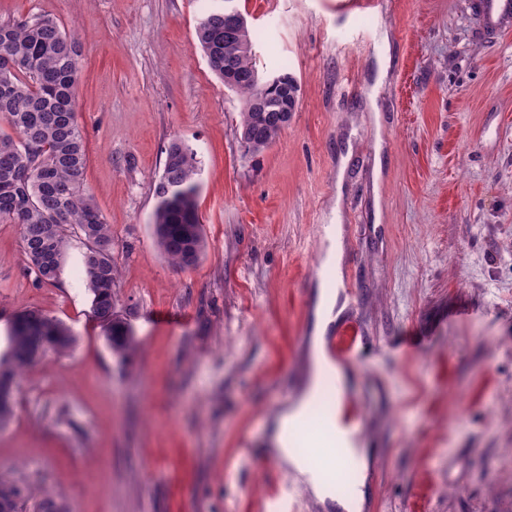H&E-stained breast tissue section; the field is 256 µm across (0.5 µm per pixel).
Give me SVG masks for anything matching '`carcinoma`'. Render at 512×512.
I'll return each mask as SVG.
<instances>
[{
    "instance_id": "obj_1",
    "label": "carcinoma",
    "mask_w": 512,
    "mask_h": 512,
    "mask_svg": "<svg viewBox=\"0 0 512 512\" xmlns=\"http://www.w3.org/2000/svg\"><path fill=\"white\" fill-rule=\"evenodd\" d=\"M196 38L211 71L224 78V53L236 52L233 46L224 48V19L204 16ZM79 80L75 43L54 20L0 23V120L13 130L0 134V221L20 226L28 270L39 282L55 280L70 238L80 240L92 313L109 328L111 352L127 360L136 343L114 308L118 266L112 229L85 189L86 147L71 111L77 106ZM235 90L242 99L240 130L253 132L246 151L258 154L275 142L282 127L276 113L261 120L249 103L262 93L276 102L281 95L261 82ZM165 153L152 235L168 263L194 267L207 247L196 206L198 162L177 139ZM75 344L61 321L35 310L21 312L0 353V383L18 385L45 352L67 353ZM30 501L37 504L35 512H61L53 490L35 489L0 473V512H27Z\"/></svg>"
}]
</instances>
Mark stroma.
<instances>
[{
	"mask_svg": "<svg viewBox=\"0 0 512 512\" xmlns=\"http://www.w3.org/2000/svg\"><path fill=\"white\" fill-rule=\"evenodd\" d=\"M213 5L0 0V23L48 17L78 44L86 187L137 344L111 352L79 241L41 284L0 223V352L25 309L76 338L23 377L0 472L52 486L65 512H261L278 483L261 416L295 380L339 220L382 347L358 384L376 475L360 512H512V17L479 0H237L258 70L298 85L288 127L249 155L241 98L196 44ZM175 138L199 162L208 246L190 269L151 233Z\"/></svg>",
	"mask_w": 512,
	"mask_h": 512,
	"instance_id": "stroma-1",
	"label": "stroma"
}]
</instances>
